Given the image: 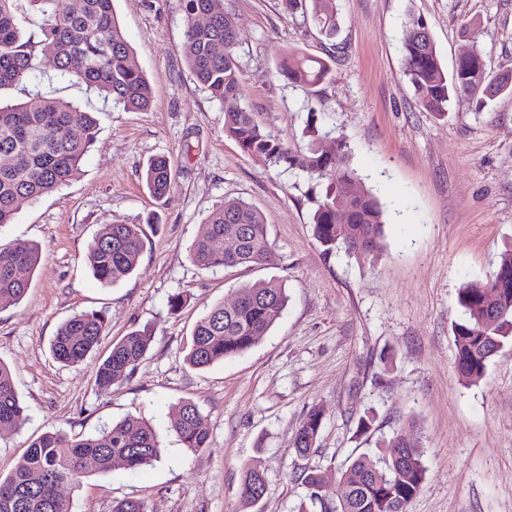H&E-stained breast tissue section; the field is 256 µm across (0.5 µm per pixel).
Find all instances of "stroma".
Wrapping results in <instances>:
<instances>
[{
	"label": "stroma",
	"instance_id": "35a3bbf8",
	"mask_svg": "<svg viewBox=\"0 0 512 512\" xmlns=\"http://www.w3.org/2000/svg\"><path fill=\"white\" fill-rule=\"evenodd\" d=\"M339 27L327 40L286 17L279 0H222L236 24L244 104L290 144L308 126L332 129L350 162L381 201L384 253L371 262L326 257L312 235L314 182L244 153L224 132L222 105L202 90L183 53L182 0H114V10L146 75L152 102L142 112L104 102L76 80L46 71L0 91L7 100L61 98L91 113L96 137L75 179L22 202L0 242L38 243L41 263L15 306L0 309V361L26 408L16 429L0 430V476L49 430L85 436L133 417L148 420L164 452L155 465L114 462L63 485L73 512H112L135 498L147 512H240L241 473L264 469L266 489L249 512H298L305 471L340 465L376 448L407 419L425 450L428 478L408 512H512V344L483 378L464 384L455 368L451 324L459 288L484 284L512 248V95L485 104L455 100L445 118L417 103L402 76L411 17L430 29L445 69L477 26L492 70H512V0H336ZM291 47L331 59L327 79L293 87L276 72ZM167 157L175 182L155 200L142 177ZM264 216L271 265L214 271L196 267L189 248L225 198ZM106 224L139 225L144 248L131 275L102 285L85 254ZM283 280L289 301L255 347L204 370L185 361L196 321L211 305L234 302L239 284ZM185 305L171 311L174 295ZM78 311L104 314L100 344L82 364L57 362L50 343ZM153 341L133 374L101 391L96 361L130 330ZM396 360L383 369L379 353ZM197 405L210 428L192 453L169 430L174 407ZM323 413L316 452L293 439L311 407ZM375 417L361 434V416Z\"/></svg>",
	"mask_w": 512,
	"mask_h": 512
}]
</instances>
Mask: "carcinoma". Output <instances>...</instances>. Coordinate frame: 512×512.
Listing matches in <instances>:
<instances>
[{
	"instance_id": "cac0c4a2",
	"label": "carcinoma",
	"mask_w": 512,
	"mask_h": 512,
	"mask_svg": "<svg viewBox=\"0 0 512 512\" xmlns=\"http://www.w3.org/2000/svg\"><path fill=\"white\" fill-rule=\"evenodd\" d=\"M184 54L196 80L224 108V129L241 149L269 166L298 170L322 188L313 200V236L325 256L338 253L357 261L382 254L385 220L378 198L350 165L343 138L326 150L318 137L305 147L291 146L244 105L241 65L236 54V27L219 7L220 0H183ZM283 13L312 21L328 39L336 37V0H280ZM40 17L38 35L21 28L25 10ZM420 18L411 21L403 44L402 74L422 109L442 117L452 101L482 94L492 101L512 94V71L495 73L480 64L482 49L452 72L440 63L432 38L423 35ZM44 68L76 79L101 97L128 111L148 108L149 82L133 60V50L113 9V0H71L58 13L56 0H0V90L36 77ZM330 63L299 49L288 50L277 73L288 83L309 87L330 74ZM96 135L91 115L62 99L36 96L16 105H0V155L11 162L0 166V227L12 223L22 200L32 201L73 180L81 170ZM150 193L166 200L172 188L170 164L164 157L146 166ZM349 201L345 223L336 222V205ZM233 235L238 246L224 249V237ZM144 242L135 224H105L89 245L85 261L94 277L111 285L133 272ZM192 262L203 270L261 267L274 257L262 214L250 203L228 198L208 216L204 231L190 248ZM41 261L39 246L16 240L0 245V308L18 304L29 281L16 276L19 269L33 273ZM288 303L287 289L277 279L241 285L237 301L212 305L197 321L187 362L203 369L241 355L256 346L280 318ZM460 317L452 324L456 370L465 383L486 373L490 360L505 344H512V250L504 252L486 288L469 286L457 295ZM496 316L486 320V310ZM106 330L105 317L94 311L74 313L57 329L51 341L56 360L79 365L97 347ZM152 342L149 328H137L114 343L109 355L94 370L96 385L106 391L131 375ZM26 419L10 368L0 362V428H16ZM323 424L317 407L302 419L294 437L300 454L316 447ZM400 426L373 454L362 453L340 468L315 469L305 476L308 502L300 512H407L421 492L427 476L425 450L406 443ZM170 431L190 452L208 447L210 430L198 407L182 402L175 410ZM163 448L153 426L139 418H126L97 435L69 436L47 431L27 448L14 470L0 478V512H72L69 499L57 488L79 485L88 473H105L113 459L122 457L131 469L160 460ZM336 485L335 496L324 489ZM265 491L259 465L244 471L241 498L251 507Z\"/></svg>"
}]
</instances>
